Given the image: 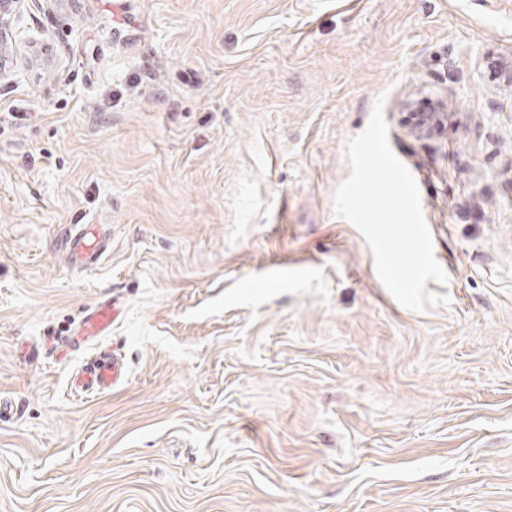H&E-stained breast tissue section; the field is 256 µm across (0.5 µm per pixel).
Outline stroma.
I'll return each instance as SVG.
<instances>
[{"label":"stroma","mask_w":512,"mask_h":512,"mask_svg":"<svg viewBox=\"0 0 512 512\" xmlns=\"http://www.w3.org/2000/svg\"><path fill=\"white\" fill-rule=\"evenodd\" d=\"M10 28L0 512H512V0H25ZM381 94L447 276L424 313L334 212ZM109 297L123 384L28 362ZM87 225L80 224V228L69 235L66 261L77 270L96 269L107 250L106 237L88 232Z\"/></svg>","instance_id":"obj_1"}]
</instances>
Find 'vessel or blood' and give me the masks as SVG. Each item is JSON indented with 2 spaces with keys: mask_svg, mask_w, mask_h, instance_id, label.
Listing matches in <instances>:
<instances>
[{
  "mask_svg": "<svg viewBox=\"0 0 512 512\" xmlns=\"http://www.w3.org/2000/svg\"><path fill=\"white\" fill-rule=\"evenodd\" d=\"M105 252L103 236L89 232L83 225L69 235L66 261L74 269L87 270L98 267ZM121 311L122 307L115 299L99 302L84 313L76 329L67 337V345L88 353L84 364L70 378L73 391L101 394L124 381V365L104 342Z\"/></svg>",
  "mask_w": 512,
  "mask_h": 512,
  "instance_id": "obj_1",
  "label": "vessel or blood"
}]
</instances>
